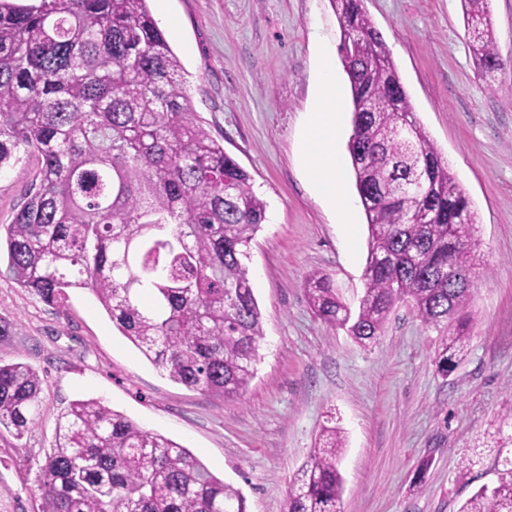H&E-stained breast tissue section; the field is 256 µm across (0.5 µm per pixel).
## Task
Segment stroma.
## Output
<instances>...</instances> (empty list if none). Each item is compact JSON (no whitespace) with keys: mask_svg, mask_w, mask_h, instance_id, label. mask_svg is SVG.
<instances>
[{"mask_svg":"<svg viewBox=\"0 0 512 512\" xmlns=\"http://www.w3.org/2000/svg\"><path fill=\"white\" fill-rule=\"evenodd\" d=\"M412 110L477 218L469 351L450 375L439 335L405 302L370 345L314 316L306 284L327 274L342 298L363 293L367 220L351 170L354 221L340 224L300 170L314 96V41L337 49L330 0H150L187 73L210 135L250 173L267 204L249 270L265 339L236 400L186 389L113 326L89 290L49 305L0 277L12 337L0 358L41 379L38 426L0 436V512H39L35 467L71 401L98 398L142 429L188 448L241 490L247 512H286L288 486L323 428L344 439L342 512H458L494 480V455L465 466L489 434L512 433V0H492L506 65L481 77L460 0H365ZM36 159L0 172V224L25 204Z\"/></svg>","mask_w":512,"mask_h":512,"instance_id":"35a3bbf8","label":"stroma"}]
</instances>
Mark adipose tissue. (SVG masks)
<instances>
[{"mask_svg":"<svg viewBox=\"0 0 512 512\" xmlns=\"http://www.w3.org/2000/svg\"><path fill=\"white\" fill-rule=\"evenodd\" d=\"M344 110L341 83L329 58H322L316 73L315 99L308 114L299 163L316 194L338 215L352 221L353 207L340 174L338 134Z\"/></svg>","mask_w":512,"mask_h":512,"instance_id":"1","label":"adipose tissue"}]
</instances>
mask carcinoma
<instances>
[{"instance_id":"carcinoma-1","label":"carcinoma","mask_w":512,"mask_h":512,"mask_svg":"<svg viewBox=\"0 0 512 512\" xmlns=\"http://www.w3.org/2000/svg\"><path fill=\"white\" fill-rule=\"evenodd\" d=\"M148 0H0V170L32 156L35 193L6 227V275L47 304L86 288L163 374L223 398L255 375L264 339L244 260L266 218L249 173L204 128ZM353 112L348 151L368 226L353 309L315 272L323 322L369 344L412 303L441 336L446 376L465 358L476 217L421 125L364 0H330ZM480 75L498 54L490 0H461ZM461 275L448 278V269ZM42 380L0 360V430L36 425ZM343 438L324 430L287 512H341ZM42 512H247L189 449L97 399L58 416L39 466ZM459 512H512V457Z\"/></svg>"}]
</instances>
